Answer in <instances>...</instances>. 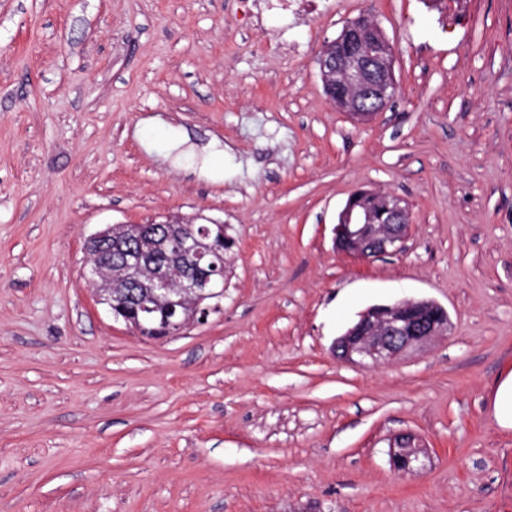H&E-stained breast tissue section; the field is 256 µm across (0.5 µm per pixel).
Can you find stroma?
Instances as JSON below:
<instances>
[{
    "label": "stroma",
    "mask_w": 512,
    "mask_h": 512,
    "mask_svg": "<svg viewBox=\"0 0 512 512\" xmlns=\"http://www.w3.org/2000/svg\"><path fill=\"white\" fill-rule=\"evenodd\" d=\"M364 13L399 93L358 124L315 59ZM360 188L407 202L403 252L336 251ZM173 213L227 224L224 311L144 339L84 241ZM404 299L450 333L336 358ZM511 376L512 0H0V512H512ZM497 418L500 423L512 427V377L500 387L497 399ZM389 448L390 461L395 469L401 464L402 472L415 473L424 467L428 453L413 433L403 432L394 436Z\"/></svg>",
    "instance_id": "obj_1"
}]
</instances>
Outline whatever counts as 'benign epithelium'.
<instances>
[{
    "label": "benign epithelium",
    "instance_id": "obj_1",
    "mask_svg": "<svg viewBox=\"0 0 512 512\" xmlns=\"http://www.w3.org/2000/svg\"><path fill=\"white\" fill-rule=\"evenodd\" d=\"M327 88L346 90L340 110L364 123L390 108L398 94L394 53L381 28L363 14L351 20L340 35L327 42L317 57ZM352 194L335 227L336 249L370 259L404 248L411 215L403 199L375 194L378 209L357 207ZM227 238L224 224L194 228V219L178 216L150 228L144 224H108L90 234L85 243L84 277L98 303L112 311V300L124 309L163 312L161 338L179 336L193 324L222 311L228 271L213 275L204 260ZM448 312L428 300H405L364 311L334 343L336 356L346 362L374 367L412 348L446 336ZM390 461L402 472L415 473L428 456L416 435L403 432L390 440Z\"/></svg>",
    "mask_w": 512,
    "mask_h": 512
}]
</instances>
